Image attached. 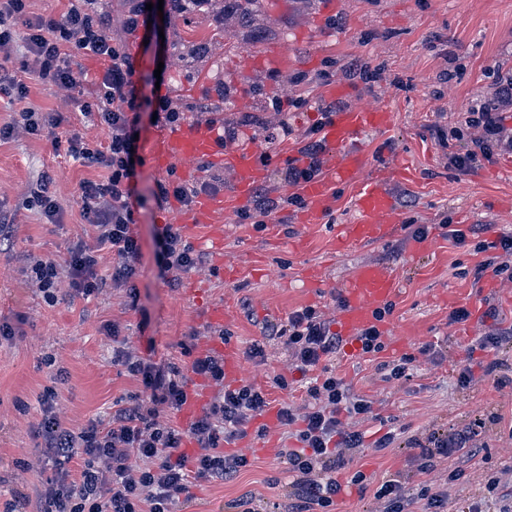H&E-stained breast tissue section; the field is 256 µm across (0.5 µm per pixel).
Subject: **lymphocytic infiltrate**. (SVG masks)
Wrapping results in <instances>:
<instances>
[{
    "label": "lymphocytic infiltrate",
    "mask_w": 512,
    "mask_h": 512,
    "mask_svg": "<svg viewBox=\"0 0 512 512\" xmlns=\"http://www.w3.org/2000/svg\"><path fill=\"white\" fill-rule=\"evenodd\" d=\"M27 2L0 0V48L11 47L15 25L23 24L28 31L24 54L32 58L43 83L81 94L80 109L84 112L93 110V101L107 103L105 109L97 111L109 132L105 145L90 148L76 136L68 141L73 159L105 171L102 179L80 184L83 215L97 226L99 237L96 246L80 244L71 251L68 265L72 286L85 296L102 288L96 273L97 252L102 246L109 247L114 257L113 283L132 286L140 247L132 232L135 217L130 199L136 166L131 158L143 109L135 67L108 31L103 0H75L59 19L29 16ZM82 54L108 58L110 65L101 75H90L76 61ZM335 114L334 106L322 107L320 122L310 128L300 159L289 161L284 183L295 192L287 196V204L305 207L306 201L296 188L320 174L323 143L319 134ZM463 119L475 135L470 149L453 158L460 169L472 168L478 157H489L499 148L512 150V128L505 126L496 108H474ZM156 250L161 271H188L198 265L197 256L183 242L181 227L164 225L156 235ZM276 334L297 369L315 374L306 389L304 412L288 405L277 412L282 424L297 426L300 442L299 448L279 451L297 476L298 502L291 512H312L316 506L321 512H330L340 487L324 474L345 467L362 451L361 433L347 429L345 421L370 413L371 404L353 395L335 374L319 372L320 362L341 349L342 339L314 308L291 313L287 325ZM115 360L141 382L144 396L118 410L105 428L93 423L76 432L63 427L55 413H47L42 430L47 454L55 461L67 462L80 453L85 455L86 464L79 478L61 469L48 481L42 493L45 512H171L180 498L188 495L192 483L230 479L248 466L246 456L225 454L224 445L245 437L247 424L266 413L270 402L264 389L252 384L226 385L224 359L210 353L196 357L186 370L174 364L155 366L126 349L117 350ZM193 375L217 387L209 407L185 430L160 422V408H182ZM484 429V421L478 420L461 430L432 435L416 457L418 471H434L442 457H477ZM187 437L199 448L189 465L178 454ZM375 497L383 503L382 512H410L417 499L424 501L427 512H443L445 504L444 492L426 483L419 485L415 497L406 496L396 479L384 481Z\"/></svg>",
    "instance_id": "obj_1"
}]
</instances>
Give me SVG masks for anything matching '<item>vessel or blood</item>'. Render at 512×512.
I'll return each mask as SVG.
<instances>
[{"instance_id": "b4317fda", "label": "vessel or blood", "mask_w": 512, "mask_h": 512, "mask_svg": "<svg viewBox=\"0 0 512 512\" xmlns=\"http://www.w3.org/2000/svg\"><path fill=\"white\" fill-rule=\"evenodd\" d=\"M392 114L383 108L347 107L337 111L333 122L324 127L322 137L332 156L329 175L306 183L303 194L307 209L305 221H318L329 206L330 182L357 184L352 199L353 219L336 228L339 249L374 244L388 237L392 229L395 200L388 184L403 175L401 167L372 170L364 153L349 150L351 141L390 126ZM207 158L228 167L233 175L231 199H247L265 174L264 165L253 150L225 149L217 129L204 125H187L160 133L155 139L150 162L156 171L165 173L173 166ZM399 280L384 265L367 263L343 283L344 305L337 317L342 336H357L374 320V312L387 304L398 291Z\"/></svg>"}]
</instances>
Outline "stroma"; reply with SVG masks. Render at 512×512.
I'll use <instances>...</instances> for the list:
<instances>
[{"label": "stroma", "mask_w": 512, "mask_h": 512, "mask_svg": "<svg viewBox=\"0 0 512 512\" xmlns=\"http://www.w3.org/2000/svg\"><path fill=\"white\" fill-rule=\"evenodd\" d=\"M321 2L258 0L253 22L243 24L228 14L229 0H206L180 14L168 7L151 12L148 25L130 34L120 27L126 0H109L111 33L134 60L139 91L149 102L138 124L140 162L132 202L140 261L130 289L110 284L109 249L99 251L97 266L107 283L91 296L72 288L67 266L72 248L95 244L98 236L83 217L79 185L105 175L73 160L67 139L76 134L96 147L106 142L107 129L96 115L80 112L72 92L43 84L32 72L24 76L29 90L24 103L0 100V125L23 104L67 117L53 134L21 133L0 142V214L10 220L0 238V323L13 329L0 336V512H8L20 494L26 497L23 512H42L41 493L56 474L38 435L47 391L57 392L55 411L74 431L108 423L141 394L139 381L112 359L119 338L158 366L186 369L196 356L228 344L242 352L243 381L262 387L270 401L267 415L248 424L246 438L224 447L225 454L246 455L249 465L232 480L195 483L182 512H238L235 503L242 498L253 512H285L294 500L296 475L279 451L297 441L276 414L284 403L303 407L309 379L292 366L272 329L305 307L335 320L341 284L372 262L394 270L399 290L378 324L382 350L363 355L346 349L327 363L372 403L371 415L358 425L363 451L331 474L342 486L335 512H380L374 494L391 478L410 494L423 482L446 490L447 512H471L478 503L488 512L512 506V343L493 356L476 344L494 322L512 325V283L501 280L488 289L484 282L493 270L479 281L472 275L481 261L496 256L499 236L512 235V180L498 175L501 152L479 159L469 171L449 160L469 146L468 139L450 136L461 113L494 100L502 81L512 77V0H338L336 11L325 17L319 14ZM271 48L283 51L281 65L253 69V61ZM162 97L182 111L187 124L197 123L202 110L222 111L237 133L235 146L262 152L275 145L267 174L253 191L257 198L286 193L285 168L319 119L320 107L390 109L393 124L356 146L370 168L400 164L407 172L388 185L396 207L392 236L337 251L336 227L350 219L357 187L334 182L330 208L316 224L302 221L301 209L291 205L261 224L240 219L236 206L184 223L183 241L200 262L195 269L160 276L156 232L180 208L176 199H162L161 188L209 182L219 185L224 198L232 190L229 174L205 159L190 162L188 177L151 166L148 152L162 130L151 104ZM298 97L307 99L306 107L273 111V100ZM284 122L291 133L280 140L276 134ZM45 174L55 178L58 212L52 221L24 195L26 186ZM448 224L465 232V243L446 237ZM419 226L426 237L418 253L413 231ZM219 227L224 246L218 251L212 236ZM36 259L57 263V302H47L26 272ZM489 302L497 306L498 320L449 319L456 308ZM212 306L223 307V321L209 320ZM112 325L118 338L108 333ZM255 343L263 345L264 357H247ZM425 345L430 354H421ZM406 354L415 358L411 376L389 378L388 363ZM494 357L503 367L486 374ZM466 369L472 383L463 387L457 378ZM279 375L288 389L274 385ZM495 412L503 420L487 428L478 457L453 456L429 474L418 472L414 440L465 428ZM389 433L394 442L378 449ZM457 467L464 478L445 484L448 471ZM358 472L366 477L360 486L351 482ZM492 475L505 489L493 498L485 487Z\"/></svg>", "instance_id": "35a3bbf8"}]
</instances>
